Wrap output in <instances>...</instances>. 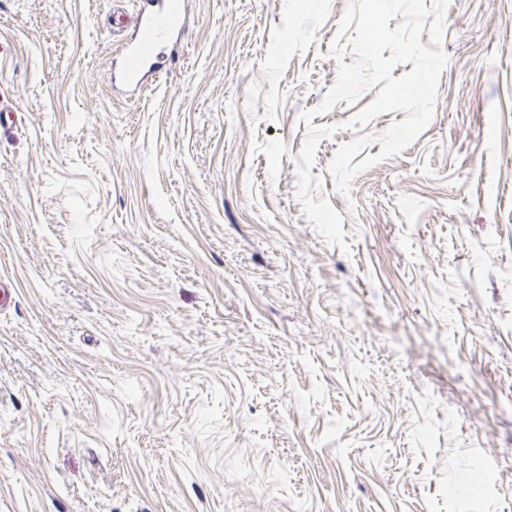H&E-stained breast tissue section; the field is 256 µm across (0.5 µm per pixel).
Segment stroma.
Masks as SVG:
<instances>
[{
  "instance_id": "stroma-1",
  "label": "stroma",
  "mask_w": 512,
  "mask_h": 512,
  "mask_svg": "<svg viewBox=\"0 0 512 512\" xmlns=\"http://www.w3.org/2000/svg\"><path fill=\"white\" fill-rule=\"evenodd\" d=\"M346 5L190 0L133 94V0H0V512H512V0H451L431 123L347 196L405 114L320 112Z\"/></svg>"
}]
</instances>
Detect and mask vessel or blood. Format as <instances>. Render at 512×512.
Here are the masks:
<instances>
[{
  "label": "vessel or blood",
  "instance_id": "obj_1",
  "mask_svg": "<svg viewBox=\"0 0 512 512\" xmlns=\"http://www.w3.org/2000/svg\"><path fill=\"white\" fill-rule=\"evenodd\" d=\"M183 4L181 0H144L139 14L137 34L122 62V74L126 81L140 83L151 72L161 70L156 54L160 36L174 38L183 28Z\"/></svg>",
  "mask_w": 512,
  "mask_h": 512
}]
</instances>
